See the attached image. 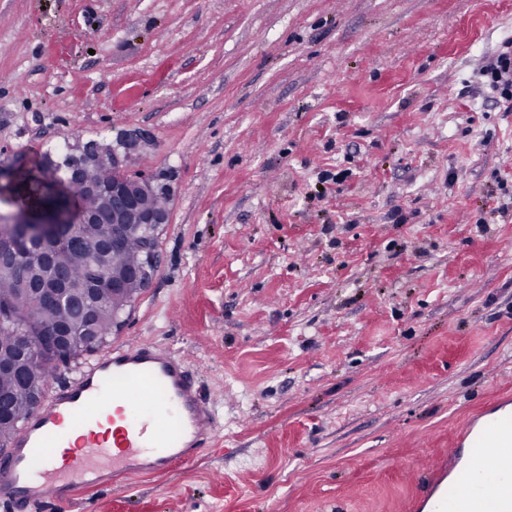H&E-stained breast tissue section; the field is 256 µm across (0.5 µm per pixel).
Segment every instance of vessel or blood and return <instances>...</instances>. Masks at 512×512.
<instances>
[{"instance_id": "1", "label": "vessel or blood", "mask_w": 512, "mask_h": 512, "mask_svg": "<svg viewBox=\"0 0 512 512\" xmlns=\"http://www.w3.org/2000/svg\"><path fill=\"white\" fill-rule=\"evenodd\" d=\"M217 433L214 401L182 356L146 342L101 353L53 391L0 454V503L64 509L82 490L193 463ZM430 512H512V410L432 471Z\"/></svg>"}]
</instances>
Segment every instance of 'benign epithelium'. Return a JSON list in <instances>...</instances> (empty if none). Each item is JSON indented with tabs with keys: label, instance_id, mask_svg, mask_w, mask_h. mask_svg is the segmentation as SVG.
<instances>
[{
	"label": "benign epithelium",
	"instance_id": "7a95c632",
	"mask_svg": "<svg viewBox=\"0 0 512 512\" xmlns=\"http://www.w3.org/2000/svg\"><path fill=\"white\" fill-rule=\"evenodd\" d=\"M142 136L129 134L116 138L110 145L90 140L78 146L68 175L55 176L58 164L46 159L43 164L50 181L56 183L62 196L72 198L76 207L57 206L38 219L32 220L20 211L0 226V256L11 254L23 243L47 257H52L68 241L63 228L67 224H110L112 237L108 247L114 251L124 248L129 228L133 224H149L160 229L169 223L168 207L171 186L162 174L134 175L131 169L139 160ZM8 271L19 285L20 295L15 311L25 313L28 298L27 275L21 265H9ZM152 277V270L136 268L122 277L108 281L107 287L117 295L135 282L143 289ZM96 338L69 340L55 349L64 358L76 359L84 349L96 347Z\"/></svg>",
	"mask_w": 512,
	"mask_h": 512
}]
</instances>
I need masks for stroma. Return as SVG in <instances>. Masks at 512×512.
Listing matches in <instances>:
<instances>
[{"instance_id": "obj_1", "label": "stroma", "mask_w": 512, "mask_h": 512, "mask_svg": "<svg viewBox=\"0 0 512 512\" xmlns=\"http://www.w3.org/2000/svg\"><path fill=\"white\" fill-rule=\"evenodd\" d=\"M509 40L512 0H0V216L61 202L46 157L147 137L170 221L106 344L222 394L197 461L65 512H418L512 400ZM483 76L487 77L489 83L500 90L501 97L505 102L512 101V50L508 43L496 57L490 60L482 69Z\"/></svg>"}]
</instances>
